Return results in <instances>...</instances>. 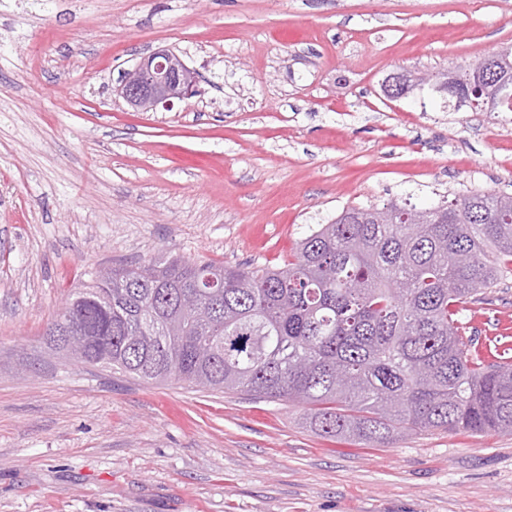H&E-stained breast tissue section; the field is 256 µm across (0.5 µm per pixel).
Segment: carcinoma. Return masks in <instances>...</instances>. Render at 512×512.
<instances>
[{
    "instance_id": "1",
    "label": "carcinoma",
    "mask_w": 512,
    "mask_h": 512,
    "mask_svg": "<svg viewBox=\"0 0 512 512\" xmlns=\"http://www.w3.org/2000/svg\"><path fill=\"white\" fill-rule=\"evenodd\" d=\"M512 81V49L490 53ZM497 96L481 82L474 109ZM396 201L346 207L280 267L181 257L114 266L48 325L80 362L285 400L333 438L512 433V357L471 353L458 315L512 271V194L470 192L408 223ZM223 278L220 288L204 279Z\"/></svg>"
}]
</instances>
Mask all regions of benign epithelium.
<instances>
[{
	"label": "benign epithelium",
	"mask_w": 512,
	"mask_h": 512,
	"mask_svg": "<svg viewBox=\"0 0 512 512\" xmlns=\"http://www.w3.org/2000/svg\"><path fill=\"white\" fill-rule=\"evenodd\" d=\"M196 78V71L178 53L170 48H158L140 58L117 92L139 111L150 112L160 107L168 110L175 101L183 100L192 92ZM419 80L434 93L452 92L449 77L440 81L421 76Z\"/></svg>",
	"instance_id": "obj_1"
}]
</instances>
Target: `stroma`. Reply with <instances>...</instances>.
<instances>
[{
	"label": "stroma",
	"instance_id": "35a3bbf8",
	"mask_svg": "<svg viewBox=\"0 0 512 512\" xmlns=\"http://www.w3.org/2000/svg\"><path fill=\"white\" fill-rule=\"evenodd\" d=\"M159 47L196 93H117ZM512 47V0H0V512H512V434L314 433L302 408L77 364L101 265L280 266L347 206L512 190V123L382 90ZM461 321L512 348V273Z\"/></svg>",
	"mask_w": 512,
	"mask_h": 512
}]
</instances>
